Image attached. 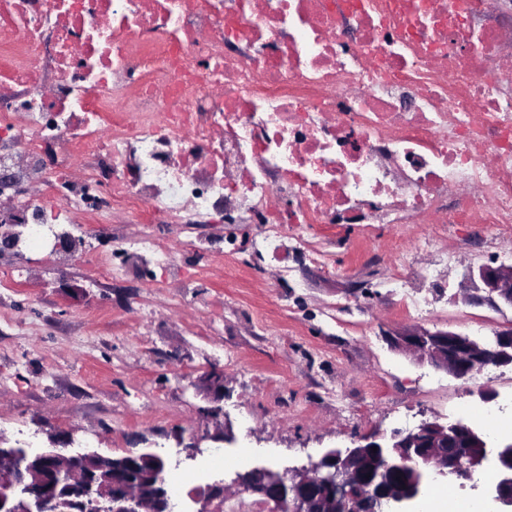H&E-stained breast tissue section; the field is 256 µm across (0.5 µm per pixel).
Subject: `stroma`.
<instances>
[{
	"instance_id": "stroma-1",
	"label": "stroma",
	"mask_w": 512,
	"mask_h": 512,
	"mask_svg": "<svg viewBox=\"0 0 512 512\" xmlns=\"http://www.w3.org/2000/svg\"><path fill=\"white\" fill-rule=\"evenodd\" d=\"M75 255L49 243L22 256L0 254V440L32 451L72 433L70 452L112 457L137 448L166 462V477L195 472L180 512H199L209 484L242 470L299 467L330 448L372 433L457 418L480 404L512 424V369L463 382L391 351L385 327L421 324L489 341L512 324V309L464 304V265L500 262L512 232L489 224H315V264L298 253L258 257L253 224H136L125 211L82 226ZM149 238L171 263L121 256ZM427 249H417L419 240ZM412 266L399 268L396 245ZM454 264L422 276L438 255ZM111 256V275L97 257ZM224 374L213 401L192 385ZM221 409L234 443L207 440ZM198 436L187 457L179 437ZM223 457L225 465L211 462Z\"/></svg>"
}]
</instances>
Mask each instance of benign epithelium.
Masks as SVG:
<instances>
[{"label":"benign epithelium","mask_w":512,"mask_h":512,"mask_svg":"<svg viewBox=\"0 0 512 512\" xmlns=\"http://www.w3.org/2000/svg\"><path fill=\"white\" fill-rule=\"evenodd\" d=\"M461 300L471 306H487L495 310L512 308V263L470 264L462 280ZM388 347L428 364L458 380L468 381L490 368L512 367V324L494 332L487 344L468 335L448 329L403 326L382 330ZM193 385L213 397L224 393V374L211 370ZM68 437L58 438L53 448L36 455L38 465L26 470L24 490L35 508L0 488V504L14 500L11 512H64L54 492L53 478L60 477L68 485V503L73 512H84L88 503L105 504V512H171L172 501L161 478L151 475L146 481H131L123 469L112 467V474L93 486L85 475L83 463L96 453H69ZM482 432L459 419L442 423L438 418L424 419L413 429H395L390 436H363L347 447L325 451L308 464L280 472L271 467H256L249 478L236 477V493L255 495L272 512H311L314 494L324 489L321 502L324 512H364L366 501L374 497L393 508L416 501L420 488L407 486L395 474L420 462L433 479L474 481L475 476L491 464L496 480L488 493L499 504L500 512H512V442L500 446L492 458L482 455L458 457L448 449L481 448ZM377 449L382 465L379 480L367 478L359 470L368 458L367 451ZM228 488L222 482L207 487L198 512H217Z\"/></svg>","instance_id":"7a95c632"}]
</instances>
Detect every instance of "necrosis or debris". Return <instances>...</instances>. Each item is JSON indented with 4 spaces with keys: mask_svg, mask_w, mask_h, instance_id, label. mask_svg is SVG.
Here are the masks:
<instances>
[{
    "mask_svg": "<svg viewBox=\"0 0 512 512\" xmlns=\"http://www.w3.org/2000/svg\"><path fill=\"white\" fill-rule=\"evenodd\" d=\"M500 0H0V172L107 224L512 228Z\"/></svg>",
    "mask_w": 512,
    "mask_h": 512,
    "instance_id": "4bbe7bcc",
    "label": "necrosis or debris"
}]
</instances>
